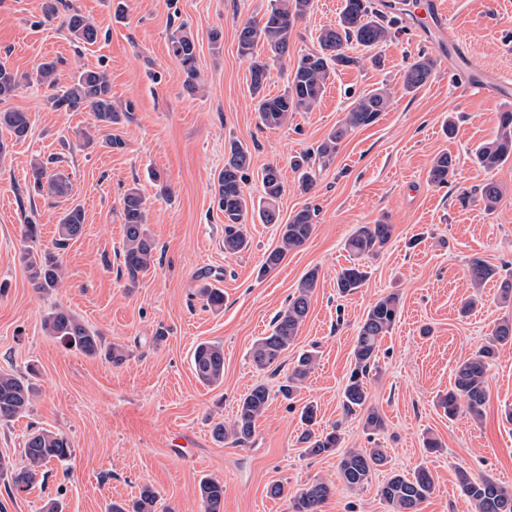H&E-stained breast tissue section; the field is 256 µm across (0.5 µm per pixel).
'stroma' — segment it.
Listing matches in <instances>:
<instances>
[{
	"label": "stroma",
	"mask_w": 512,
	"mask_h": 512,
	"mask_svg": "<svg viewBox=\"0 0 512 512\" xmlns=\"http://www.w3.org/2000/svg\"><path fill=\"white\" fill-rule=\"evenodd\" d=\"M436 0H397L401 30L377 51L375 67L366 49L359 65L332 74L318 106L293 113L287 125L261 126L250 94L249 58L238 52L241 23L261 20L269 0H126L125 18L114 16L112 0H66L103 31L92 45L74 44L62 19L42 21V0H0V63L26 74L0 111L29 113L25 140L8 139L0 158V369L29 376L36 391L28 413L0 425V460L23 463L30 429L43 428L69 439L67 463L50 462L26 491L0 484V512H45L58 502L62 512H108L151 486L172 512H204L202 478L224 484V512H289L287 497L268 495L271 483L289 493L323 479L334 493L324 512H388L379 489L392 473L423 465L436 490L421 512H472L461 495L458 468L489 475L512 489V347L504 348L489 371V398L481 420L468 413L448 419L437 405L456 365L481 347L495 324L512 318V300L500 298L489 282L483 301L459 313L472 293L466 276L473 258L496 266L512 280V163L496 175L501 196L486 210L478 192L486 173L473 148L492 139L498 114L512 110V94L497 99L478 90L481 82L512 76V0H437L442 16L430 19ZM344 0H313L295 28L291 56L317 49L322 28L335 24ZM186 27L196 44L204 87L189 94L186 74L170 39ZM220 42H212L213 33ZM435 70L417 92H406L403 74L419 55ZM58 59L62 80L82 69L107 71L112 101L129 107L120 129L123 149L79 145L90 112L55 110L37 81V66ZM384 88L390 105L379 120L352 131L335 158L314 172L311 193L298 188L291 157L317 147L341 121L359 94ZM458 116L454 137L443 133L448 115ZM248 146L251 165L246 191L262 194L258 174L267 164L282 169L285 192L281 220L304 207H317L310 240L283 264L259 275L266 251L279 243L276 225L249 218V251L225 253L224 216L213 203L224 166V145ZM441 152L457 159L450 185L427 181ZM54 156L72 184L70 198L28 192L30 163ZM158 172L171 186L165 199L149 178ZM139 186L149 228L158 244L155 265L137 283L122 274L120 201ZM85 211V231L61 254L60 288H35L19 257L23 226L36 219V248L52 246L61 214L70 203ZM393 224L391 241L367 259L369 279L340 296L336 274L348 266L344 248L356 225ZM318 269L309 314L278 366L256 369L255 340L270 333L277 313L311 269ZM224 291V307L204 306L202 280ZM399 293L401 310L381 342L369 375L368 404L385 420L368 437L357 415H345L342 390L352 366V349L363 315L379 298ZM63 307L76 313L106 341L125 347L119 366L89 358L46 335L42 319ZM202 341L224 347V381L207 386L192 368ZM315 349L316 366L296 399L277 396L296 355ZM273 396L250 443L218 442L214 422L231 421L238 399L256 384ZM318 407L317 426L340 425L345 449H383L387 466L364 488L341 481L337 455L308 456L299 436L304 402ZM440 438L431 453L425 435Z\"/></svg>",
	"instance_id": "stroma-1"
}]
</instances>
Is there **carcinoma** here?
Listing matches in <instances>:
<instances>
[{
	"label": "carcinoma",
	"instance_id": "1",
	"mask_svg": "<svg viewBox=\"0 0 512 512\" xmlns=\"http://www.w3.org/2000/svg\"><path fill=\"white\" fill-rule=\"evenodd\" d=\"M313 0H270L262 20L245 22L238 26V51L251 59L250 92L255 101V111L260 123L267 128H278L290 119L293 112H308L321 100L331 72L338 66L347 67L360 63V58L348 55L353 47L374 48L386 42L397 27L399 18L394 5L387 0H345L335 27L322 30L318 36L319 48L299 55L294 61L287 86L283 93L270 96L264 92L268 75V60L288 57L289 46L296 24L310 12ZM67 29L77 44L93 45L100 39L98 26L78 10L68 12ZM263 46L268 58L257 55L256 48ZM196 46L192 36L184 28L177 29L171 37V51L180 61L187 74L186 89L196 92L200 73L196 66ZM434 60L423 54L411 63L404 73V88L415 92L425 86L433 73ZM40 84L51 91L52 106L67 112L91 110V131L83 133L84 144L99 140L102 146L121 149L125 142L113 130L122 125L128 112L117 109L112 103V83L104 71L84 69L75 73L70 81L61 84L58 62L43 61L37 67ZM22 77L0 64V101L11 97ZM389 105V96L383 89H374L360 95L339 124L327 135L316 149L291 161L294 168H305L300 176V190L307 193L313 186L310 175L312 160L324 162L333 159L340 142L350 131L374 124ZM0 128L22 139L30 128L28 113L21 111L0 112ZM479 167L492 173L512 161V111L500 113L495 137L477 146L473 152ZM251 154L239 141H231L224 150V169L217 178L215 199L224 215V252L238 254L250 248L245 231L248 212L258 209L264 224L279 225L281 243L264 254L261 270L270 273L277 269L287 254L303 246L315 230L316 209L306 206L296 212L285 224L279 223L277 203L284 192L279 169L266 166L261 174L263 196L260 207L245 191ZM54 158L37 160L30 166V191L47 193L56 198H68L72 186L67 177L50 167ZM456 158L441 153L433 159L427 171L431 184L443 187L456 175ZM481 199L488 209H493L500 197V188L494 178H489L479 189ZM124 247L122 264L124 274L134 284L155 263L156 242L147 226L145 201L138 187L127 188L121 202ZM85 213L76 204L66 209L59 220L57 238L53 248L41 252L30 248L21 254L29 278L36 288L54 290L63 282L59 253L69 243L81 236ZM394 227L383 221L359 224L345 242V249L356 258L352 265L344 267L336 275V288L347 295L361 288L368 279L365 266L358 263L362 258H373L388 244ZM467 275L473 288L479 290L496 276V270L486 262L474 259L467 267ZM318 272L309 271L300 282L284 309L277 314L272 331L255 341L251 358L259 369L269 368L280 360L294 342L299 327L310 308L311 294L316 288ZM199 295L206 307L219 310L224 307V291L203 283ZM400 311V297L389 293L370 306L358 327L353 348V367L343 388V409L348 415L363 413L364 428L375 433L384 428L380 412L367 405V381L375 368L381 340L392 330ZM46 335L60 337L87 357L100 358L114 365L123 364L128 357L125 348L108 343L100 333L90 329L78 316L62 307L48 313L42 321ZM512 346V319L498 322L486 344L471 357L457 364L454 381L448 392L439 398V406L453 419L460 410H466L475 419L483 416L488 401V371L492 361L505 346ZM315 355L301 354L296 360L280 393L291 398L298 386L311 373ZM196 378L206 385H218L224 380V349L215 342H202L192 355ZM33 392L28 380L14 372L0 371V423H8L22 416L31 404ZM270 391L263 383L254 385L237 404L233 420L217 422L212 432L219 442L232 440L239 446L250 442L256 422L266 412ZM317 407L308 403L303 406L301 419L305 429L301 442L310 456L332 454L341 447L344 437L341 427L329 430L313 428ZM72 454L68 440L59 434L40 430L31 433L24 448L25 465L15 468L0 463V477L15 490H27L36 481L42 467L53 460L64 461ZM387 457L379 448H356L340 455L338 470L343 483L350 489H360L371 481L372 473L386 464ZM461 493L475 512H512V490L487 476L474 477L466 469L457 471ZM435 482L428 468L420 465L409 474L394 473L380 487V497L389 512H419V507L434 493ZM204 512H224V483L206 478L199 485ZM333 494V486L318 480L297 490L289 499L290 512H324V506ZM159 493L150 486L140 491L139 498L123 507L112 504V512H157Z\"/></svg>",
	"mask_w": 512,
	"mask_h": 512
}]
</instances>
